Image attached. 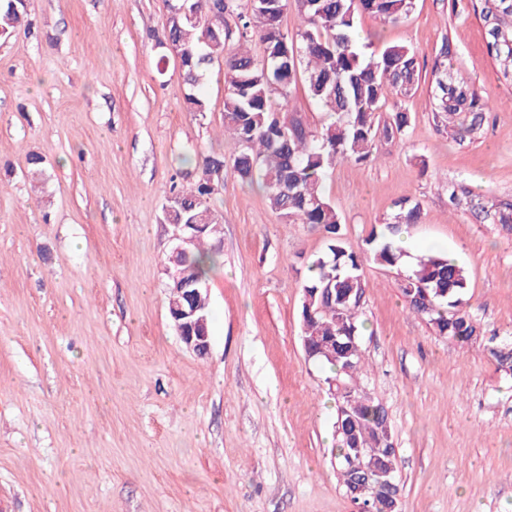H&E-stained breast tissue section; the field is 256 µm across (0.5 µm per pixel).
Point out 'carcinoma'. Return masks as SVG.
<instances>
[{
  "label": "carcinoma",
  "instance_id": "1",
  "mask_svg": "<svg viewBox=\"0 0 512 512\" xmlns=\"http://www.w3.org/2000/svg\"><path fill=\"white\" fill-rule=\"evenodd\" d=\"M289 0H263L248 8L240 0H172L166 40L181 54L185 83L196 88L203 72L224 59V132L235 140L233 169L241 180L260 184L270 208L295 224H310L326 235L327 253L309 265L302 285V334L311 338L312 360L329 368L325 381L343 389L336 401L334 465L340 487L351 501L368 479L351 467L360 450L397 469L393 432L382 403L362 390L355 375L363 364L360 320L365 283L361 259L343 243L341 218L323 189L325 172L338 161L361 163L373 156L379 133V112L391 100L409 96L419 85L421 67L406 45H384L366 54L355 39L358 15L368 13L383 23H398L413 10L414 0H294L300 27L284 31L282 17ZM482 19L487 51L498 73L512 83V0H471ZM28 16L27 0H0V29L11 37ZM236 17L229 26L226 17ZM257 41V57L243 46ZM450 50L441 46L432 70V112L436 130L448 131V117L484 106L481 93L448 67ZM303 72L308 96L335 116L321 130L287 115L298 72ZM211 191L199 182L190 190H173L169 224L198 225L199 248L179 258L183 278L200 294L195 305L208 310L206 263L212 259L221 230L209 206ZM386 232L367 238L374 262L399 269L405 252L394 246L401 226L415 224L420 205L406 200ZM468 286L465 268L439 252L417 259L403 275L400 290L410 312L432 325L435 333L456 345L475 339L478 327L463 307ZM498 365L512 372V342L491 349ZM379 485L374 512H388L400 496L398 483Z\"/></svg>",
  "mask_w": 512,
  "mask_h": 512
}]
</instances>
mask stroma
<instances>
[{"instance_id": "35a3bbf8", "label": "stroma", "mask_w": 512, "mask_h": 512, "mask_svg": "<svg viewBox=\"0 0 512 512\" xmlns=\"http://www.w3.org/2000/svg\"><path fill=\"white\" fill-rule=\"evenodd\" d=\"M166 0H30L0 38V512H355L332 465L336 404L302 345V285L325 235L272 212L232 166L210 200L222 221L207 274L210 349L187 350L167 312L163 220L197 157L231 156L224 63L190 111L161 42ZM360 43L413 49L422 78L403 132L323 187L363 252L397 203L416 253L466 268L467 347L412 314L396 269L364 259L360 382L385 406L402 512H512V84L499 80L469 0H415L401 23L361 15ZM488 102L479 128L436 130L442 43ZM44 159L40 192L30 154Z\"/></svg>"}]
</instances>
